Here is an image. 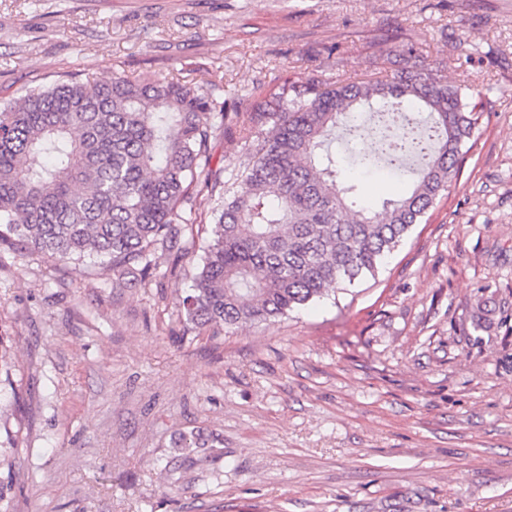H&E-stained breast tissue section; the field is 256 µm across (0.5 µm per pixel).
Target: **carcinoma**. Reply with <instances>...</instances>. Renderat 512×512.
Instances as JSON below:
<instances>
[{
	"instance_id": "obj_1",
	"label": "carcinoma",
	"mask_w": 512,
	"mask_h": 512,
	"mask_svg": "<svg viewBox=\"0 0 512 512\" xmlns=\"http://www.w3.org/2000/svg\"><path fill=\"white\" fill-rule=\"evenodd\" d=\"M222 81L117 72L99 82L58 72L0 102V244L54 263L90 259L146 281L154 255L170 271L208 235L182 298V335L219 336L287 315L374 274L457 179L480 111L473 95L416 66L385 79L291 82L252 112H228ZM427 112L424 122L406 113ZM374 114V146L350 168L383 163L409 176L406 192L376 211L356 175L336 182L338 132L366 139L353 117ZM234 132L245 156L213 165V143ZM207 193L206 214L196 197ZM199 432L174 447L204 448Z\"/></svg>"
}]
</instances>
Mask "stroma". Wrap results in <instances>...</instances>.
<instances>
[{
  "label": "stroma",
  "instance_id": "obj_1",
  "mask_svg": "<svg viewBox=\"0 0 512 512\" xmlns=\"http://www.w3.org/2000/svg\"><path fill=\"white\" fill-rule=\"evenodd\" d=\"M409 47L483 112L457 181L351 287L186 336L196 258L170 276L157 250L129 285L0 249L11 512H512V0H0V98L207 69L249 112ZM191 430L215 447L175 449Z\"/></svg>",
  "mask_w": 512,
  "mask_h": 512
}]
</instances>
